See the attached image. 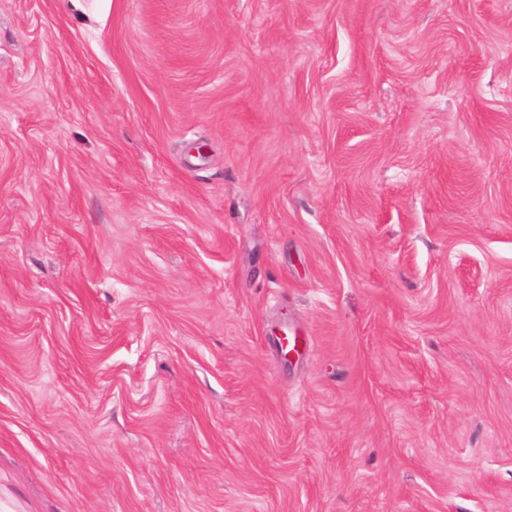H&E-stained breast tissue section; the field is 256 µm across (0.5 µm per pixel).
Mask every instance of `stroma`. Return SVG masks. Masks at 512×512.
<instances>
[{"label":"stroma","mask_w":512,"mask_h":512,"mask_svg":"<svg viewBox=\"0 0 512 512\" xmlns=\"http://www.w3.org/2000/svg\"><path fill=\"white\" fill-rule=\"evenodd\" d=\"M0 512H512V0H0Z\"/></svg>","instance_id":"1"}]
</instances>
